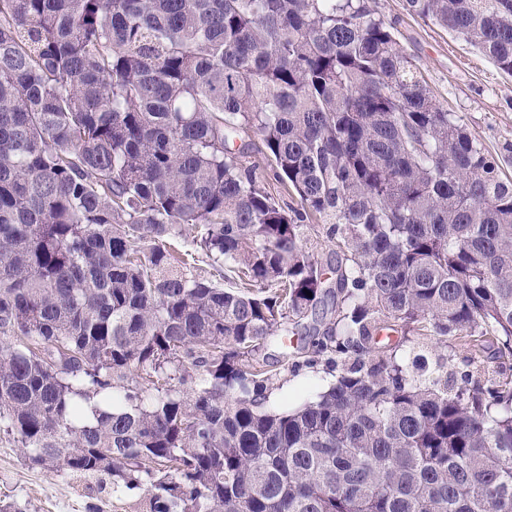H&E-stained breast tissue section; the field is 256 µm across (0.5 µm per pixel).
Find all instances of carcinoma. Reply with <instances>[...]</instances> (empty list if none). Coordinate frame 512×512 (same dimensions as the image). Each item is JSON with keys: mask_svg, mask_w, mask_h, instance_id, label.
<instances>
[{"mask_svg": "<svg viewBox=\"0 0 512 512\" xmlns=\"http://www.w3.org/2000/svg\"><path fill=\"white\" fill-rule=\"evenodd\" d=\"M405 9L512 74V0ZM510 160L368 0H0V434L137 512H512ZM326 308L336 383L267 408L259 350ZM411 336L509 369L450 389ZM247 164L255 169L257 176L268 191L275 197H280L283 202L296 206L297 200L289 197L282 186L275 180L264 146L258 137L254 138V146L247 158ZM312 229L307 233V247L313 251L319 261L325 266L326 263L335 262L336 246L326 238L325 232H323L324 224L322 221L313 223Z\"/></svg>", "mask_w": 512, "mask_h": 512, "instance_id": "carcinoma-1", "label": "carcinoma"}]
</instances>
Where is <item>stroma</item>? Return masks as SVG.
I'll return each mask as SVG.
<instances>
[{
  "instance_id": "35a3bbf8",
  "label": "stroma",
  "mask_w": 512,
  "mask_h": 512,
  "mask_svg": "<svg viewBox=\"0 0 512 512\" xmlns=\"http://www.w3.org/2000/svg\"><path fill=\"white\" fill-rule=\"evenodd\" d=\"M370 5L392 25L436 99L476 138L493 151L512 142L511 76L464 40L409 15L403 0H371ZM308 340L300 326L288 339L273 338L260 350L258 358L271 377L268 408L294 407L335 382L337 368L322 362L312 368L297 366L298 350ZM389 341L431 359L447 357L449 369L458 373L467 370L476 376L497 368L486 358L469 363L467 350L454 339L438 344L416 336L405 343L394 333ZM141 497L138 490H116L108 482L97 490L87 480L29 465L17 444L0 435V512H135Z\"/></svg>"
}]
</instances>
